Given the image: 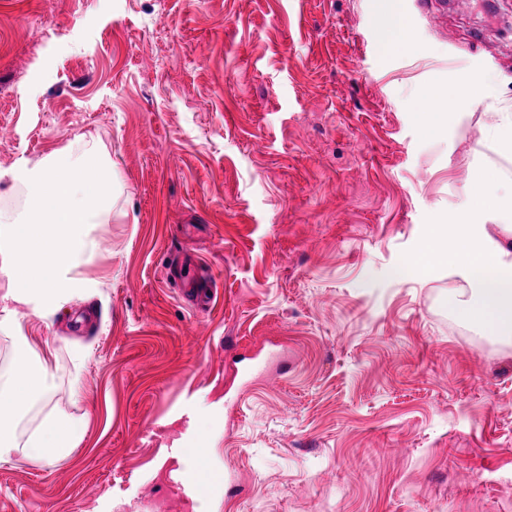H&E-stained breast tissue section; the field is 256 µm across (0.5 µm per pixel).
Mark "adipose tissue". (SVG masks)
I'll return each mask as SVG.
<instances>
[{
  "label": "adipose tissue",
  "instance_id": "ef3b65f1",
  "mask_svg": "<svg viewBox=\"0 0 512 512\" xmlns=\"http://www.w3.org/2000/svg\"><path fill=\"white\" fill-rule=\"evenodd\" d=\"M27 191L24 214L0 212V255L7 259V282L0 287V333L16 345L14 381L0 391V423L27 412L39 384L51 377V350L25 336L20 315L29 309L43 320L53 318L72 297L87 293L80 268L94 250L86 228L112 220L111 161L95 146L54 152L37 161L24 160L0 181ZM499 238H492L488 220ZM458 230L447 235L430 225L412 256L422 275L449 265L460 271L465 287L449 286L448 304L458 316L490 335L512 338V196H500L493 181L466 187L455 214ZM83 418L46 413L31 432L0 436V465L22 457L50 463L68 455L86 435Z\"/></svg>",
  "mask_w": 512,
  "mask_h": 512
}]
</instances>
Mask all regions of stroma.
I'll use <instances>...</instances> for the list:
<instances>
[{"label":"stroma","mask_w":512,"mask_h":512,"mask_svg":"<svg viewBox=\"0 0 512 512\" xmlns=\"http://www.w3.org/2000/svg\"><path fill=\"white\" fill-rule=\"evenodd\" d=\"M510 111L512 0H0V170L83 134L115 165L90 295L24 314L49 397L7 427L87 434L0 465V512H512V341L449 309L455 269L396 272L467 185L512 183ZM190 255L202 310L164 277ZM183 443L230 475L208 498L175 489ZM380 43L383 49H388L397 43L408 40L402 24L395 15L385 19L379 29ZM468 96V88L458 87L453 92H448L447 87H440L437 90H430L422 98V102H424V110L431 112L423 113L429 114L438 120L443 114H446L445 112L447 111L449 112L463 109L468 103ZM503 116L499 123L492 126L488 131V136L494 140L499 149L511 154L512 152V118L510 113H502ZM86 430L82 417L48 412L28 434L0 436V465L13 462L18 454L31 463H51L76 448Z\"/></svg>","instance_id":"stroma-1"}]
</instances>
